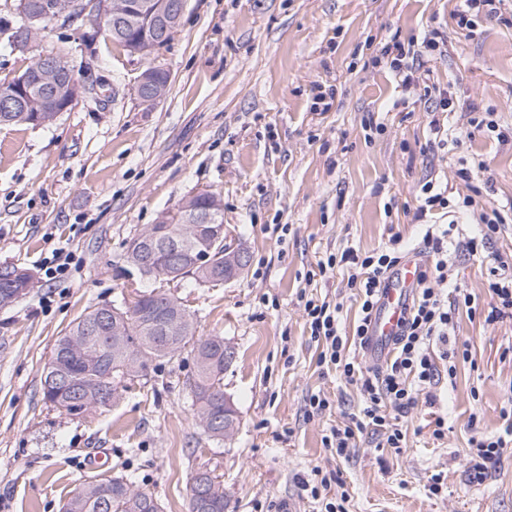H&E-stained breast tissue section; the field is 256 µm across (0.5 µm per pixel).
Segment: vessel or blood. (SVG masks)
Returning a JSON list of instances; mask_svg holds the SVG:
<instances>
[{
	"label": "vessel or blood",
	"mask_w": 512,
	"mask_h": 512,
	"mask_svg": "<svg viewBox=\"0 0 512 512\" xmlns=\"http://www.w3.org/2000/svg\"><path fill=\"white\" fill-rule=\"evenodd\" d=\"M419 273V263L412 258L388 277L381 300L372 316L366 343V351L373 362L381 363L388 357L417 285Z\"/></svg>",
	"instance_id": "vessel-or-blood-1"
}]
</instances>
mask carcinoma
Wrapping results in <instances>:
<instances>
[{"mask_svg": "<svg viewBox=\"0 0 512 512\" xmlns=\"http://www.w3.org/2000/svg\"><path fill=\"white\" fill-rule=\"evenodd\" d=\"M106 36L115 44L133 52L150 38V32L134 22L122 31L112 25L104 26ZM54 122L52 112H0V124H27L46 126ZM155 278L171 280L170 271L179 272V278H191L199 284H217L213 274L195 267L185 256L171 261L159 256L153 262ZM176 298L159 292L148 293L134 303L133 309L123 311L124 346L116 351L105 344L103 336L80 333L82 323L91 320L97 311L93 306L79 316L65 332L72 338L77 351L71 356L69 367L80 376L84 386V401L75 404L70 392L59 384H42L43 399L57 410L79 416L94 408L108 405L128 380L145 375L150 365L172 360L185 349H191L194 371L188 379L191 406L200 427L211 439L219 442L234 436L237 426L210 427L209 418L224 419V370L233 364L234 347L224 345L213 337L197 336V324L190 321L181 335L163 337L170 314V305ZM155 497L133 488L122 475L90 481L79 486L63 505L64 512H151Z\"/></svg>", "mask_w": 512, "mask_h": 512, "instance_id": "cac0c4a2", "label": "carcinoma"}]
</instances>
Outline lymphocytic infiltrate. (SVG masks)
Returning a JSON list of instances; mask_svg holds the SVG:
<instances>
[{
  "instance_id": "1",
  "label": "lymphocytic infiltrate",
  "mask_w": 512,
  "mask_h": 512,
  "mask_svg": "<svg viewBox=\"0 0 512 512\" xmlns=\"http://www.w3.org/2000/svg\"><path fill=\"white\" fill-rule=\"evenodd\" d=\"M504 0H459L454 13L457 32L463 37L475 36L480 24L494 20L512 28V15L503 9ZM448 34L441 28L429 30L422 39H402L393 36L374 48L375 62H386L402 86L417 89L427 83L428 61L445 56ZM467 192L449 198L445 189L433 178L423 179L416 195L415 223L423 227L422 257L419 280L411 307L401 324L391 359L375 369L364 366L354 350L365 347L368 329L379 293L390 273L407 258L410 245L400 235H392L378 250L367 254L346 250L329 255L319 262V273L341 269L345 286L353 291L359 304L358 318L352 330L341 323L343 305L314 296L305 299L303 315L310 338L319 349L318 364L339 373L357 388L362 406L347 420L330 428L324 445L333 455L349 457L352 448L365 435L383 437L386 447H404L407 431L400 418L418 402L435 405L437 389L444 374H455V366L440 370L432 353L434 343H447L459 310L475 313L477 297L459 285L448 267L449 253L470 256L490 253L496 268L486 282L491 303L486 324L512 318V258L491 252L490 247L501 233V226L512 215V202L499 204L493 193L489 167L476 159L456 172ZM477 214L475 234L463 235L457 230L456 217ZM504 425L494 431H478L470 439V472L474 480L484 481L492 465L497 463L504 448L512 446V413L504 412Z\"/></svg>"
}]
</instances>
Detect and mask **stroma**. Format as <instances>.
I'll list each match as a JSON object with an SVG mask.
<instances>
[{"instance_id": "1", "label": "stroma", "mask_w": 512, "mask_h": 512, "mask_svg": "<svg viewBox=\"0 0 512 512\" xmlns=\"http://www.w3.org/2000/svg\"><path fill=\"white\" fill-rule=\"evenodd\" d=\"M455 0H187L171 41L150 58L128 54L88 21L54 20L28 51L0 35V82L45 51L64 50L82 91L48 126L0 125V267L36 275L29 294L0 307V512H62L82 483L115 474L155 496L163 512H189L193 475L224 483L229 512H319L299 481L334 473L327 493L347 495L348 512H512V448L483 483L469 476L475 428L496 429L512 403V319L488 325L460 314L453 335L469 344L435 408L448 436L434 441L429 410L401 422L406 448L364 436L349 458L323 437L357 412L361 397L318 367L301 293L358 309L340 271L307 281L329 254L369 252L391 234L418 243L412 221L423 178L465 194L461 161L486 160L495 199H512V147L461 135L433 152L422 92L403 89L388 67L372 66L371 44L448 31V54L431 81L453 85L480 109L512 125V28L484 22L456 35ZM93 33L94 41L84 40ZM149 67L168 71L165 94L144 105L134 93ZM334 96L316 101L317 86ZM385 126L367 136L365 119ZM207 190L224 204L228 245L244 248V274L218 286L164 284L194 313L199 336L236 349L224 392L239 424L232 440L200 429L185 380L190 351L153 363L108 406L73 417L42 399L41 377L58 336L88 307L145 291L129 279V240L182 199ZM71 272L51 270L58 248ZM331 413L306 416L308 394ZM100 448L107 466L89 468ZM444 478L439 494L432 475Z\"/></svg>"}]
</instances>
